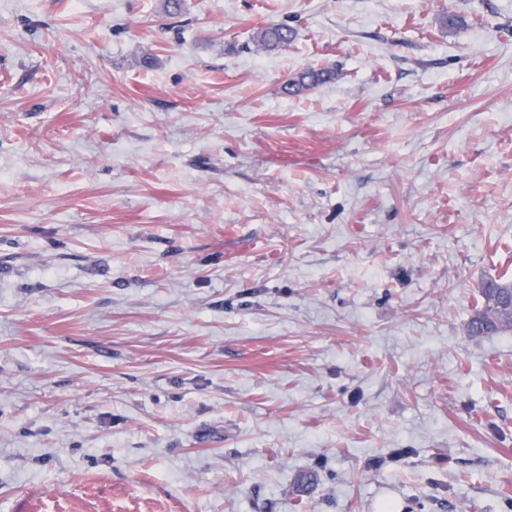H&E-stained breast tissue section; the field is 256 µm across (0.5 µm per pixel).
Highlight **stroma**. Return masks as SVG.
Here are the masks:
<instances>
[{"mask_svg": "<svg viewBox=\"0 0 512 512\" xmlns=\"http://www.w3.org/2000/svg\"><path fill=\"white\" fill-rule=\"evenodd\" d=\"M508 267L512 0H0V512H512ZM296 31L286 24H270L257 29L255 41L267 50L287 47L294 39ZM333 73L329 70H305L292 76L285 84L288 93L299 92L330 80ZM480 287V301L468 324L472 336L493 334L511 329L512 321L501 323L502 317L508 315L512 300V280L487 279Z\"/></svg>", "mask_w": 512, "mask_h": 512, "instance_id": "stroma-1", "label": "stroma"}]
</instances>
